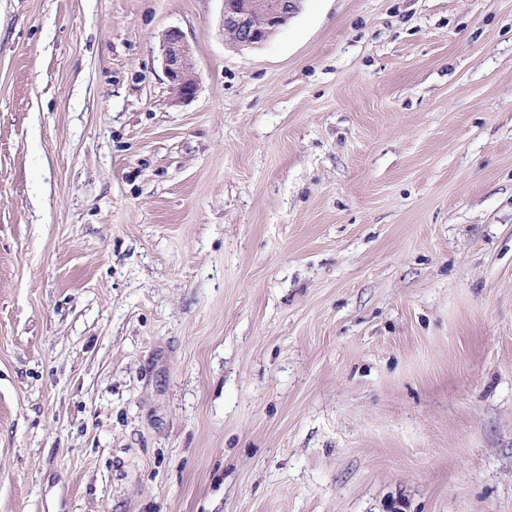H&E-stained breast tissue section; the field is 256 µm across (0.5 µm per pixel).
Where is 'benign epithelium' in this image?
<instances>
[{
  "mask_svg": "<svg viewBox=\"0 0 512 512\" xmlns=\"http://www.w3.org/2000/svg\"><path fill=\"white\" fill-rule=\"evenodd\" d=\"M301 0H224V34L236 48L257 47L298 13ZM162 63L177 98L196 94L199 77L192 49L178 28L167 29L160 41Z\"/></svg>",
  "mask_w": 512,
  "mask_h": 512,
  "instance_id": "7a95c632",
  "label": "benign epithelium"
}]
</instances>
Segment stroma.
I'll return each instance as SVG.
<instances>
[{
  "mask_svg": "<svg viewBox=\"0 0 512 512\" xmlns=\"http://www.w3.org/2000/svg\"><path fill=\"white\" fill-rule=\"evenodd\" d=\"M223 11L0 0V512H512V0ZM302 0H224V35L236 48L257 47L298 13ZM159 47L163 67L174 94L183 101L193 98L199 77L194 67L192 49L181 30L167 29Z\"/></svg>",
  "mask_w": 512,
  "mask_h": 512,
  "instance_id": "1",
  "label": "stroma"
}]
</instances>
